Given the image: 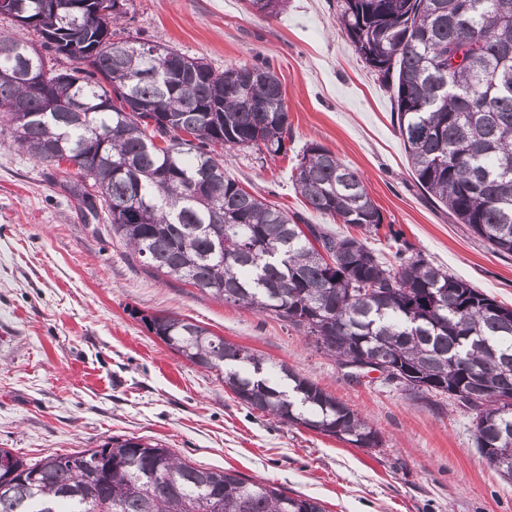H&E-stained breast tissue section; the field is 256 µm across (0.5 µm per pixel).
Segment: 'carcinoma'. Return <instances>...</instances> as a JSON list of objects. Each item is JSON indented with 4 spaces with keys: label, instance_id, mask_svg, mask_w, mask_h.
<instances>
[{
    "label": "carcinoma",
    "instance_id": "1",
    "mask_svg": "<svg viewBox=\"0 0 512 512\" xmlns=\"http://www.w3.org/2000/svg\"><path fill=\"white\" fill-rule=\"evenodd\" d=\"M0 33V142L63 174L86 221L106 223L154 273L301 330L341 366L362 356L412 397L448 396L473 443L512 482V308L399 243L394 261L268 204L224 176L218 149L287 152L279 78L214 70L166 45L113 40L127 0H14ZM276 18L288 0H244ZM337 21L392 82L396 130L417 183L492 252L512 254V0H340ZM72 61L47 65L46 55ZM45 78L34 92L23 71ZM73 172H68V169ZM306 204L367 233L383 215L362 177L317 142L291 175ZM247 408L356 448L382 438L284 363L188 318L142 317ZM0 512H326L233 470L195 467L141 437L39 459L13 455Z\"/></svg>",
    "mask_w": 512,
    "mask_h": 512
}]
</instances>
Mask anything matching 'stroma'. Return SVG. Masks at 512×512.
I'll return each instance as SVG.
<instances>
[{
  "label": "stroma",
  "instance_id": "35a3bbf8",
  "mask_svg": "<svg viewBox=\"0 0 512 512\" xmlns=\"http://www.w3.org/2000/svg\"><path fill=\"white\" fill-rule=\"evenodd\" d=\"M120 39L167 44L215 70L266 65L288 106L286 154L225 152L224 171L308 224H338L298 197L291 172L317 142L363 178L385 225L448 274L512 307V255L493 253L413 178L393 91L337 24V0H288L257 17L243 0H128ZM190 318L317 383L383 439L355 448L240 403L141 318ZM448 399L413 400L371 373L354 380L302 331L148 272L81 217L53 171L0 146V448L36 459L143 437L182 460L268 480L327 512H512V483Z\"/></svg>",
  "mask_w": 512,
  "mask_h": 512
}]
</instances>
